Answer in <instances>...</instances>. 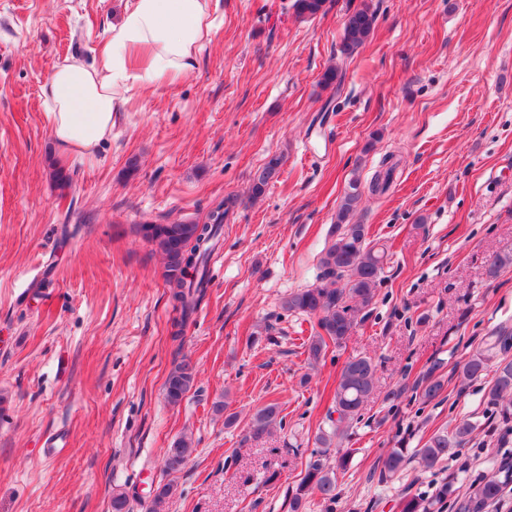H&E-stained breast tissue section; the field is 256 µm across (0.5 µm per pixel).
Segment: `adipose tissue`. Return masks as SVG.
I'll return each mask as SVG.
<instances>
[{
	"label": "adipose tissue",
	"mask_w": 512,
	"mask_h": 512,
	"mask_svg": "<svg viewBox=\"0 0 512 512\" xmlns=\"http://www.w3.org/2000/svg\"><path fill=\"white\" fill-rule=\"evenodd\" d=\"M220 0H124L93 61L67 58L41 92L60 154L94 159L126 94L190 74L216 28Z\"/></svg>",
	"instance_id": "adipose-tissue-1"
}]
</instances>
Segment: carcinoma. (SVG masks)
Segmentation results:
<instances>
[{
	"label": "carcinoma",
	"mask_w": 512,
	"mask_h": 512,
	"mask_svg": "<svg viewBox=\"0 0 512 512\" xmlns=\"http://www.w3.org/2000/svg\"><path fill=\"white\" fill-rule=\"evenodd\" d=\"M327 0H294L293 10L297 18H311L323 11ZM376 23V11L365 2L352 11L344 21L339 45L340 53L350 57L372 36ZM282 158L271 157L257 169L252 177L251 198L264 194L269 184L278 177ZM394 168L375 172L369 185L372 194L388 190ZM362 197L360 184L349 183L336 213L335 230L325 246L319 261V279L323 284L302 288L288 294L281 308L288 314L312 316L311 334L306 341L308 360L319 363L331 346L340 348L351 336L359 313L369 307L377 288L386 278V266L391 257L387 250L369 239L365 224L351 222ZM241 205L236 195H228L207 214L206 220L173 222L169 224H143L140 232L150 242L164 261V277L169 289L173 308L179 312L177 327H183L204 300L208 288V260L219 244L224 221L230 212ZM499 340H487L484 347L473 353L463 364L459 378L470 382L494 368L493 382L486 393L487 405L503 426V444L512 435V361H494ZM437 366L427 369L423 376L422 396L432 402L444 390V382L435 376ZM377 366L371 358L355 356L342 366L333 395L336 420L328 430H320L315 443L321 455L328 454L334 441L341 440L346 429L359 420L363 404L374 394ZM196 366L190 358L175 352L171 369L165 382V394L169 403L179 404L192 388ZM279 415V406L270 403L257 411L253 418L250 437L258 438L268 431ZM478 425L462 421L451 428L439 429L431 434L415 456L424 468H432L444 458L455 453ZM194 452L187 436L177 438L167 449L164 471L168 474L183 468ZM349 453H336V465L327 466L321 459L310 462L306 474L290 496L291 512H301L304 498L315 492L325 502L336 500V471L345 469ZM409 458L403 448L391 449L380 476H392L403 470ZM512 485V452H504L495 460L493 474L472 483L463 495L456 494L451 481L442 482L432 500L418 496H406L399 504V512H433V504L453 498L454 512H486L487 506L498 500L502 491ZM171 482L157 486L149 512H166L167 504L175 496Z\"/></svg>",
	"instance_id": "obj_1"
}]
</instances>
